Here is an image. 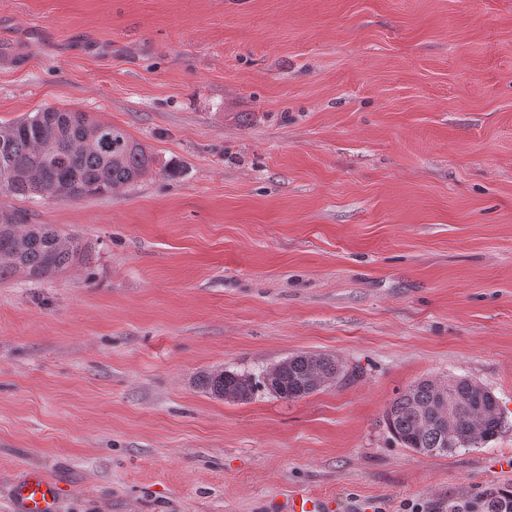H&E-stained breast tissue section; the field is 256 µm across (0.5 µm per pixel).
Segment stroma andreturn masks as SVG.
Wrapping results in <instances>:
<instances>
[{"instance_id": "1", "label": "stroma", "mask_w": 512, "mask_h": 512, "mask_svg": "<svg viewBox=\"0 0 512 512\" xmlns=\"http://www.w3.org/2000/svg\"><path fill=\"white\" fill-rule=\"evenodd\" d=\"M154 172L0 210L88 241L0 281V512L38 468L60 512H271L310 491L424 512L512 489V0H0V124L45 107ZM322 353L288 401L206 394ZM465 375L493 440L428 457L382 417ZM275 372L258 376L230 370H216L198 378L200 388L209 395L230 401H248L255 389L262 385L279 398L294 400L306 397L326 382H332L342 373L336 359L316 353L296 354L275 365Z\"/></svg>"}]
</instances>
